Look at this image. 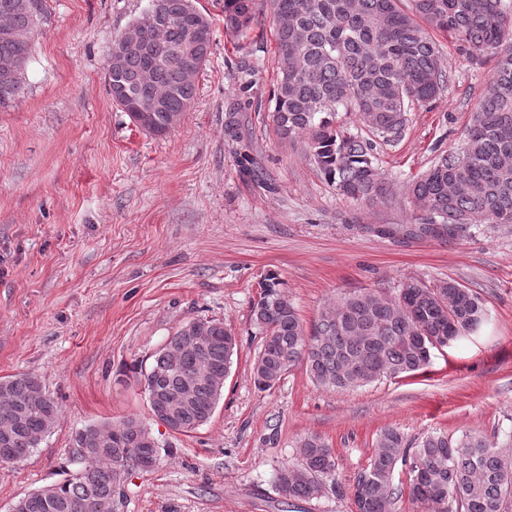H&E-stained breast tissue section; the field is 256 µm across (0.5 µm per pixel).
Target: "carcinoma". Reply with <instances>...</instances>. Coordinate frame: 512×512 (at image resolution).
<instances>
[{"label":"carcinoma","mask_w":512,"mask_h":512,"mask_svg":"<svg viewBox=\"0 0 512 512\" xmlns=\"http://www.w3.org/2000/svg\"><path fill=\"white\" fill-rule=\"evenodd\" d=\"M276 21L278 80L273 124L282 138L306 136V149L337 192L356 202L385 203L390 192L378 171L372 142L336 128L339 110L385 142L401 139L413 106L430 103L449 74L428 29L455 38L477 64L495 60L494 73L466 129L458 153L443 151L408 185L411 203L423 214L411 233L453 239L465 224H512V0H268ZM40 8L0 0V20L23 35L0 38V59L25 63ZM158 32H138V44L112 69L108 92L141 130L162 136L175 127L196 95L195 77L211 54L210 18L190 0H161ZM257 23L255 0H224V32L239 36ZM200 24L207 39L184 65L188 28ZM23 82L0 78V108L15 103ZM238 162L258 181L263 168L248 146ZM251 320L275 346L258 352L254 380L266 391L286 371L305 366L326 389H350L414 373L425 367L434 344L474 337L488 321L480 298L453 280L430 286L407 280L391 297L353 291L323 307L311 332L276 273L265 276ZM210 336L205 354L181 351L187 326ZM236 342L224 322L196 318L183 323L156 353L143 375L146 393L180 392L182 375L195 371L192 404L180 413L176 433H190L210 418L223 395L213 380L232 364ZM39 400L30 399L32 392ZM58 405L36 375L0 378V419L14 420L16 447L35 449L55 420ZM112 431L99 446L97 429ZM145 429L128 416L118 424L89 425L74 437L81 467L61 482L41 487L15 502L17 512H108L119 492L118 476L137 466ZM304 456L285 495L312 499L330 489L350 496L352 512H391L399 497L393 484L398 465L409 466V497L429 512H512V457L482 435L444 434L412 445L396 428L382 430L375 450L349 486L336 480L332 448L320 436L301 440ZM280 469V472L289 470Z\"/></svg>","instance_id":"1"}]
</instances>
